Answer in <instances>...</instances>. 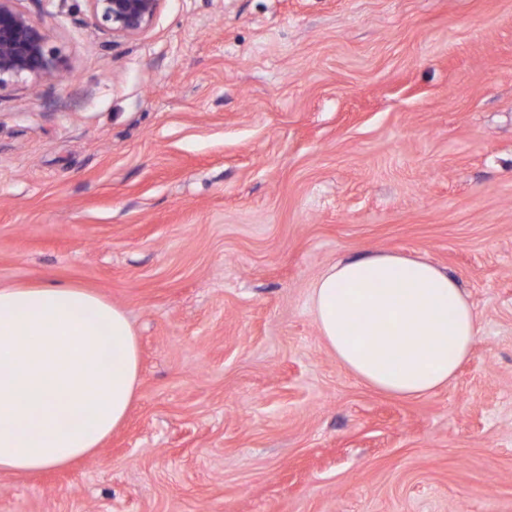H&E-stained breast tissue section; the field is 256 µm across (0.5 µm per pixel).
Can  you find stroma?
I'll use <instances>...</instances> for the list:
<instances>
[{"mask_svg": "<svg viewBox=\"0 0 512 512\" xmlns=\"http://www.w3.org/2000/svg\"><path fill=\"white\" fill-rule=\"evenodd\" d=\"M19 6L66 73L0 91V286L125 310L138 396L0 512H512V0H162L135 37ZM393 251L478 320L448 384L362 385L312 283Z\"/></svg>", "mask_w": 512, "mask_h": 512, "instance_id": "stroma-1", "label": "stroma"}]
</instances>
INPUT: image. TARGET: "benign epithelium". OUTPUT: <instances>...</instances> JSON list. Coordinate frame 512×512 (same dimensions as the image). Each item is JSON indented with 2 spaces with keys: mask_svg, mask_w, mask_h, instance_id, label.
I'll return each instance as SVG.
<instances>
[{
  "mask_svg": "<svg viewBox=\"0 0 512 512\" xmlns=\"http://www.w3.org/2000/svg\"><path fill=\"white\" fill-rule=\"evenodd\" d=\"M96 25L117 37H135L153 24L161 0H85ZM64 58L47 32L19 8L0 0V90L19 82L62 76Z\"/></svg>",
  "mask_w": 512,
  "mask_h": 512,
  "instance_id": "benign-epithelium-1",
  "label": "benign epithelium"
}]
</instances>
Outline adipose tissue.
Returning a JSON list of instances; mask_svg holds the SVG:
<instances>
[{"label": "adipose tissue", "mask_w": 512, "mask_h": 512, "mask_svg": "<svg viewBox=\"0 0 512 512\" xmlns=\"http://www.w3.org/2000/svg\"><path fill=\"white\" fill-rule=\"evenodd\" d=\"M310 311L343 367L403 398L446 386L478 336L457 280L396 253L331 265L311 288ZM138 387L139 348L123 309L70 284L0 287V472L94 455Z\"/></svg>", "instance_id": "adipose-tissue-1"}]
</instances>
